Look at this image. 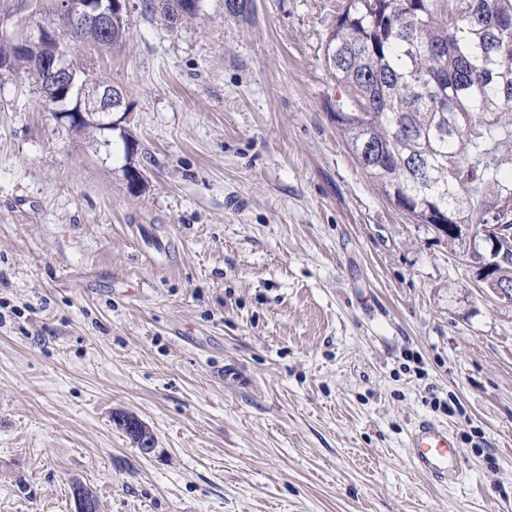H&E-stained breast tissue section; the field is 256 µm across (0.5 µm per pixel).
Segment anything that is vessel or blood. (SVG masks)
Segmentation results:
<instances>
[{
  "label": "vessel or blood",
  "mask_w": 512,
  "mask_h": 512,
  "mask_svg": "<svg viewBox=\"0 0 512 512\" xmlns=\"http://www.w3.org/2000/svg\"><path fill=\"white\" fill-rule=\"evenodd\" d=\"M408 462L438 486L459 483L463 476L461 451L447 426L420 420L408 438Z\"/></svg>",
  "instance_id": "b4317fda"
}]
</instances>
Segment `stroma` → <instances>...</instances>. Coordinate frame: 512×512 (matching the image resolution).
<instances>
[{
  "mask_svg": "<svg viewBox=\"0 0 512 512\" xmlns=\"http://www.w3.org/2000/svg\"><path fill=\"white\" fill-rule=\"evenodd\" d=\"M149 3L99 54L132 155L0 77V512H512V302L358 165L343 0ZM423 417L459 484L409 465ZM153 2L158 3H153V5L150 3V8L153 10L159 9L164 21L173 25L185 17L196 15L199 11L201 0H157ZM118 425L125 431V433L127 432L134 439V441L137 442L138 447L141 448L142 451L147 452V451L151 450L149 448H153L154 438L149 433V431H147L146 427L138 419L135 418V416H133V415L120 416L119 420H118ZM131 426H134V429H131ZM143 436L145 437L144 440H149V441H145V443L147 445H150V442H151L150 446H148V447L142 446V443H140V439Z\"/></svg>",
  "mask_w": 512,
  "mask_h": 512,
  "instance_id": "1",
  "label": "stroma"
}]
</instances>
